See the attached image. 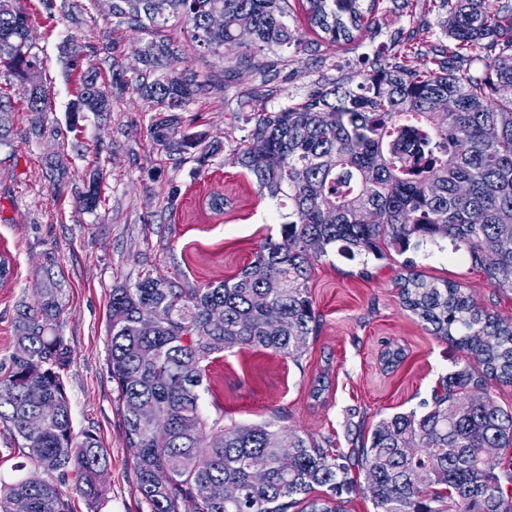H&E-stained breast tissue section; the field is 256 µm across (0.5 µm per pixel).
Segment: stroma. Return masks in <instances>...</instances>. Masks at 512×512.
<instances>
[{
	"label": "stroma",
	"mask_w": 512,
	"mask_h": 512,
	"mask_svg": "<svg viewBox=\"0 0 512 512\" xmlns=\"http://www.w3.org/2000/svg\"><path fill=\"white\" fill-rule=\"evenodd\" d=\"M79 22L62 14L40 15L31 31L42 61V79L53 109L42 121L57 136L36 138L18 84L0 77V95L15 112L9 144L0 145V252L9 254L14 279L0 288V362L13 351L17 306L30 300L35 275L52 262L62 281V334L71 355L65 374L74 435L94 433L107 458L103 494L96 507L75 493L76 473L62 484L72 512H148L140 496L132 455L121 437V401L108 366L107 313L113 286L134 284L153 270L185 288L235 276L269 238L279 239L276 206L259 197L245 171L233 161L244 132L236 116L258 104L274 108L292 103L314 85L357 87L376 63L404 47L420 57L447 48L431 0H382L372 25L347 46L319 44L281 50L288 64L275 90L258 98L251 78H227L210 56L186 43L174 61L206 83V92L190 106V131H201L223 145L208 166L196 154L168 159L156 152L149 135L150 108L131 93L113 94L112 110L87 114L70 128L67 107L76 92L59 45L69 35L98 47L113 41L124 66L134 62L140 35L116 29L106 0H79ZM69 159V173L50 180L47 155ZM103 172V203L97 214L80 210L77 197L93 164ZM176 202H169L171 188ZM228 201L223 214L207 207L209 194ZM429 278L470 288L477 306L512 318V288L491 285L481 268L449 241L427 245L382 260L345 259L328 253L315 262L309 286L317 316L299 361L264 351L233 349L217 354L208 370L209 388L201 404L208 413L223 411L225 425L272 422L309 435L324 447L348 454L382 418L419 408L431 400L442 378L460 369L459 349L432 336L423 322L405 310L395 283L406 260ZM403 348L396 367L383 364L386 346ZM330 382L320 398L311 395L314 380Z\"/></svg>",
	"instance_id": "stroma-1"
}]
</instances>
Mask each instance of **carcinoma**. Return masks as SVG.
<instances>
[{
  "label": "carcinoma",
  "instance_id": "cac0c4a2",
  "mask_svg": "<svg viewBox=\"0 0 512 512\" xmlns=\"http://www.w3.org/2000/svg\"><path fill=\"white\" fill-rule=\"evenodd\" d=\"M312 30L340 44L370 23L379 0H299ZM439 25L460 57L486 58L479 76L457 74L439 56L413 63L412 52L385 60L355 89L315 88L277 110L241 113L246 130L238 165L258 193L277 202L281 238L266 240L236 276L183 288L147 270L112 288L108 364L122 405L121 436L133 457L149 512H343L366 473L375 512H512V473L500 476L492 448L512 447V410L488 385L512 384V319L476 306L464 286L411 273L399 278L403 307L437 338L459 348L466 366L446 376L422 411L381 419L349 455L272 422L226 426L200 404L213 356L262 348L298 361L316 333L309 291L313 262L332 248L349 259H379L449 240L494 286L512 288V0H439ZM289 0H112L115 26L144 34L143 64L132 74L111 60V85L99 83L88 53L72 37L61 52L78 77L70 126L86 112L112 109V93L132 91L150 104L154 148L167 157L192 150L205 165L220 151L206 134L184 131L183 112L203 94L193 74L169 69L180 44L163 35L170 19L225 70L267 79L277 52L298 40L288 26ZM224 16L214 29L209 18ZM253 38H238L242 22ZM32 16L0 0V76L16 80L26 110L52 109L31 42ZM272 54L265 65L256 54ZM451 97L456 108L434 112ZM14 112L0 102V144ZM102 203L100 166L89 172L78 205ZM61 281L41 268L31 301L14 317V351L0 364V421L46 478L0 481V512H71L68 494L50 479L75 469L76 492L93 504L107 467L97 437L72 432L64 374L70 356L61 333ZM58 405L43 429L24 430L36 402ZM169 473L165 485L154 481ZM318 487L326 493L315 494Z\"/></svg>",
  "mask_w": 512,
  "mask_h": 512
}]
</instances>
